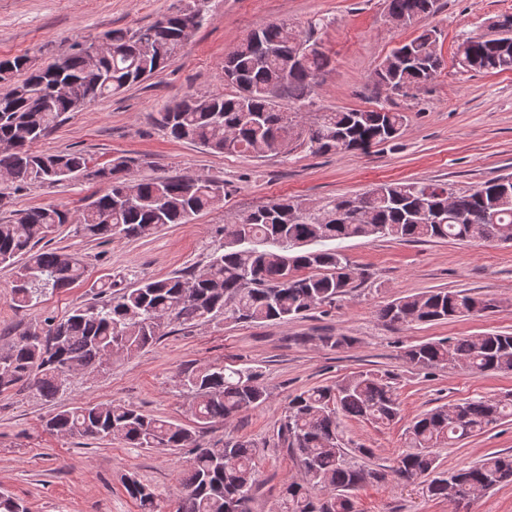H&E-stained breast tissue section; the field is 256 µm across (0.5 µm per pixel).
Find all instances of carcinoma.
Instances as JSON below:
<instances>
[{
    "label": "carcinoma",
    "instance_id": "1",
    "mask_svg": "<svg viewBox=\"0 0 512 512\" xmlns=\"http://www.w3.org/2000/svg\"><path fill=\"white\" fill-rule=\"evenodd\" d=\"M391 16L416 24L436 11V0H388ZM187 10L165 14L134 32L105 33L130 54L86 58L91 45L78 43L43 69L25 55L0 59V171L21 185H63L85 175L88 160L79 150L42 153L34 145L86 101L120 92L167 67L184 47ZM322 21L302 30L285 22L258 29L271 52L247 37L224 62L231 94L194 96L181 111L159 113L158 123L176 140L189 141L211 154L277 156L295 143L312 153L365 151L398 138L407 125L404 112L351 109L319 112L300 137L292 129L298 113L284 112L277 99L296 106L311 96L330 66L314 50L296 59L300 42L313 39ZM490 33L458 41L455 57L466 72L512 71V14L493 20ZM441 32L425 28L396 48L375 71L377 84L398 95L434 80L441 60ZM26 74L19 81L16 76ZM130 160L120 156L96 170L108 183L104 193L76 216L55 206L30 207L0 221V264L17 266L11 291L17 308L32 305L43 292L84 280L87 265L74 254L41 242L66 224L91 241L116 236L138 238L167 224H186L214 206V190L224 183L209 177L143 178L131 184ZM364 204L338 197L322 206L299 200L271 201L243 214L231 225L229 239L201 273L147 279L134 288L75 307L61 319L18 336L0 352V393L19 385L34 388L47 401L63 391L74 371L97 369L111 351L131 355L155 344L172 323L181 326L219 317L237 323L285 321L351 292L359 272L337 249L317 245L337 239L374 237L404 242L452 239L479 244L512 243V177L490 179L465 191L443 182H384L364 194ZM492 299L463 290L428 291L402 296L379 309L392 325L447 321L492 312ZM406 360L425 368L461 365L473 374L512 373V334L483 332L422 342L404 351ZM262 373L233 362L184 373L180 385L193 394L194 425L147 415L122 402L74 404L58 408L46 428L61 436H80L129 448L189 449L184 493L176 512H252L258 483L260 449L244 437L214 443L201 430L227 422L264 405L270 392ZM400 400L389 373L363 369L340 382L294 395L279 426L282 444L295 454L300 479L283 488L279 512H359L353 492L392 477L424 480L427 496L448 499V481L474 494L512 483V455H487L452 472L439 470L434 449L454 445L512 418V394L466 399L440 405L417 416L409 427L410 451L389 471L356 466L369 458L363 445L345 446L340 418L389 424L400 417ZM140 512H164L161 497L133 476L124 481Z\"/></svg>",
    "mask_w": 512,
    "mask_h": 512
}]
</instances>
